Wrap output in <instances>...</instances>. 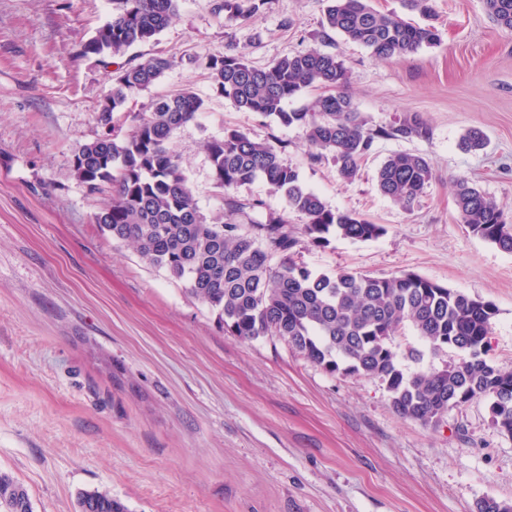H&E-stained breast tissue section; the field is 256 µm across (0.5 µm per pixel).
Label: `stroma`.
<instances>
[{
    "mask_svg": "<svg viewBox=\"0 0 512 512\" xmlns=\"http://www.w3.org/2000/svg\"><path fill=\"white\" fill-rule=\"evenodd\" d=\"M437 44L382 61L326 32L319 0H269L233 27L209 0H181L156 40L125 56L83 55L112 0H0V471L28 490L34 512H77L105 490L128 512H475L512 502V437L490 402L449 410L435 428L400 417L373 376L327 373L287 342L225 334L186 281L100 231L107 194L74 178L73 150L102 134L98 105L112 73L156 55L176 66L127 108L183 88L204 100L172 146L198 205L223 213L204 143L233 127L274 142L327 206L384 225L368 241L304 246L316 272H413L497 311L490 360L512 369V254L461 224L451 182L467 178L512 217V32L482 0H432ZM232 46L257 66L295 52L335 54L371 124L417 112L429 139H380L359 176L311 161L301 129L236 109L197 59ZM487 147L460 149L469 129ZM394 153L426 156L434 179L406 211L376 173ZM406 374L459 361L431 353L411 328L394 340ZM421 352L412 359L409 349Z\"/></svg>",
    "mask_w": 512,
    "mask_h": 512,
    "instance_id": "35a3bbf8",
    "label": "stroma"
}]
</instances>
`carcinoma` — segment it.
Masks as SVG:
<instances>
[{
    "mask_svg": "<svg viewBox=\"0 0 512 512\" xmlns=\"http://www.w3.org/2000/svg\"><path fill=\"white\" fill-rule=\"evenodd\" d=\"M118 7L82 53L122 56L160 34L178 15L180 0H115ZM324 24L367 48L380 60L403 58L438 42L432 25H414L382 13L368 0H323ZM211 12L227 26L250 22L265 0H209ZM489 19L512 31V0H483ZM201 64L213 90L236 108L299 127L319 162L331 158L338 175L354 179L379 138L428 139L430 128L417 113L372 127L356 111L348 91V70L336 55L301 50L257 68L232 47L207 54ZM177 65L173 57L152 56L121 68L112 92L97 109L106 132L72 152V172L91 193L109 190L111 201L93 223L133 246L150 265L184 279L188 292L217 312L224 332L244 340L282 339L330 374L380 378L395 412L425 427H437L448 411L487 398L493 425L512 437V370L488 359L493 304L405 272L374 277L339 270L315 273L297 262V248L325 247L331 237L367 241L385 227L350 211L334 210L307 189L299 172L283 162L270 142L224 129L205 143L216 185L224 190V215L203 214L188 185L182 157L172 149L173 133L194 121L203 100L190 90L153 101L146 112L125 110L128 97L155 84ZM308 88L323 90L312 104L289 112L285 103ZM127 132H122L123 126ZM467 151L486 146L482 131L461 139ZM265 180L285 198L288 209L307 218L295 231L281 214L251 216L263 207L236 190ZM433 179L429 160L417 154L388 156L377 172L379 191L410 210ZM461 223L501 251L512 253V224L497 202L465 178L453 180ZM435 352L465 353L442 369L407 375L395 336L405 325ZM78 512H126L107 491H85ZM0 512H33L27 489L0 471ZM475 512H512V503L485 497Z\"/></svg>",
    "mask_w": 512,
    "mask_h": 512,
    "instance_id": "obj_1",
    "label": "carcinoma"
}]
</instances>
